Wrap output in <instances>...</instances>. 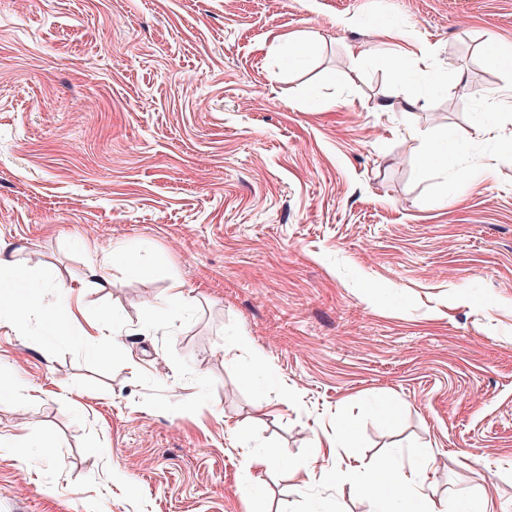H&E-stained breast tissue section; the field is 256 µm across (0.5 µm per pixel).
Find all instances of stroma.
I'll return each instance as SVG.
<instances>
[{
    "label": "stroma",
    "mask_w": 512,
    "mask_h": 512,
    "mask_svg": "<svg viewBox=\"0 0 512 512\" xmlns=\"http://www.w3.org/2000/svg\"><path fill=\"white\" fill-rule=\"evenodd\" d=\"M291 37L310 53L286 71ZM492 43L512 46V0H0V241L43 304L16 318L0 293V437L23 439L0 512H250L253 490L367 512L301 472L333 445L370 471L433 460L435 498L512 512V67ZM447 132L465 159L430 165ZM118 247L139 271L84 287ZM62 288L76 320L49 344Z\"/></svg>",
    "instance_id": "35a3bbf8"
}]
</instances>
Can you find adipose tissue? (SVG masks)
I'll use <instances>...</instances> for the list:
<instances>
[{"label": "adipose tissue", "instance_id": "1", "mask_svg": "<svg viewBox=\"0 0 512 512\" xmlns=\"http://www.w3.org/2000/svg\"><path fill=\"white\" fill-rule=\"evenodd\" d=\"M350 481L351 494L369 506L368 512H494L490 498L442 501L435 499L429 488L414 476L404 474L398 465H387L368 474H360L358 466L341 470Z\"/></svg>", "mask_w": 512, "mask_h": 512}]
</instances>
